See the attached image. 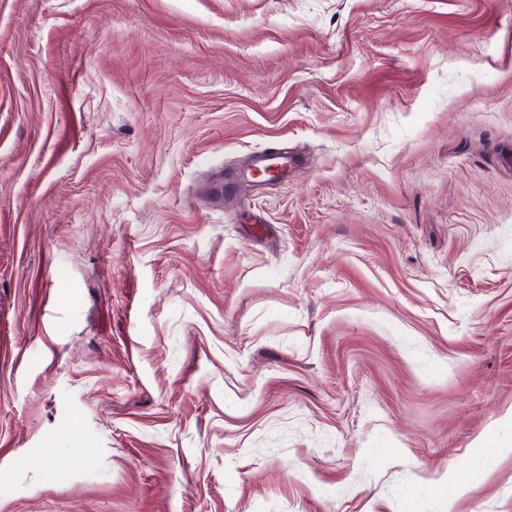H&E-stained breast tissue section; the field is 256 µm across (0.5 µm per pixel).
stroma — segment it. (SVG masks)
<instances>
[{
    "mask_svg": "<svg viewBox=\"0 0 512 512\" xmlns=\"http://www.w3.org/2000/svg\"><path fill=\"white\" fill-rule=\"evenodd\" d=\"M0 512H512V0H0Z\"/></svg>",
    "mask_w": 512,
    "mask_h": 512,
    "instance_id": "obj_1",
    "label": "stroma"
}]
</instances>
